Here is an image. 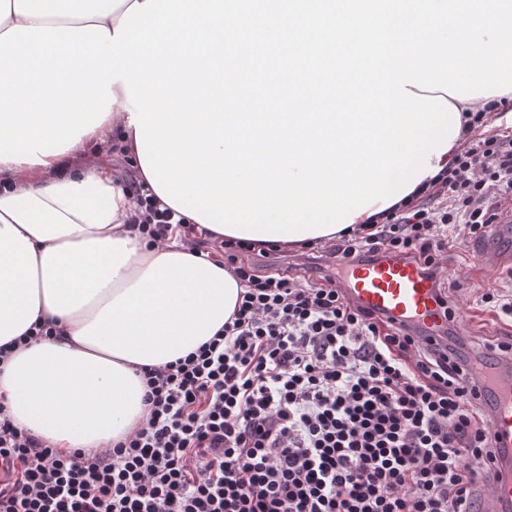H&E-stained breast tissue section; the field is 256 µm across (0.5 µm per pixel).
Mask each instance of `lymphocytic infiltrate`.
<instances>
[{"label": "lymphocytic infiltrate", "mask_w": 512, "mask_h": 512, "mask_svg": "<svg viewBox=\"0 0 512 512\" xmlns=\"http://www.w3.org/2000/svg\"><path fill=\"white\" fill-rule=\"evenodd\" d=\"M130 190L151 244L223 252L235 309L196 351L142 368L144 413L115 442L65 452L0 404V512H470L494 448L457 363L349 303L335 275L266 272ZM511 205L512 138H477L318 254L408 259L436 280L449 245L488 237Z\"/></svg>", "instance_id": "lymphocytic-infiltrate-1"}]
</instances>
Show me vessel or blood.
I'll return each instance as SVG.
<instances>
[{
  "label": "vessel or blood",
  "mask_w": 512,
  "mask_h": 512,
  "mask_svg": "<svg viewBox=\"0 0 512 512\" xmlns=\"http://www.w3.org/2000/svg\"><path fill=\"white\" fill-rule=\"evenodd\" d=\"M489 252L496 266L512 262V223L493 225ZM340 284L352 304L390 320L426 344L440 343L451 328L443 312L434 280L419 266L399 258L368 264L349 259L338 261ZM477 402L489 419L496 455L483 475L488 490L478 512H512V354L485 351L472 372Z\"/></svg>",
  "instance_id": "obj_1"
}]
</instances>
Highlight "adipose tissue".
<instances>
[{"instance_id":"ef3b65f1","label":"adipose tissue","mask_w":512,"mask_h":512,"mask_svg":"<svg viewBox=\"0 0 512 512\" xmlns=\"http://www.w3.org/2000/svg\"><path fill=\"white\" fill-rule=\"evenodd\" d=\"M135 0H0L14 26L114 30ZM99 127L42 163L0 161V346L42 322L56 334L0 364L14 423L66 451L131 432L144 411L139 368L195 351L222 328L241 290L219 258L163 248L129 225L132 195L99 147L108 136L139 165L123 82Z\"/></svg>"}]
</instances>
